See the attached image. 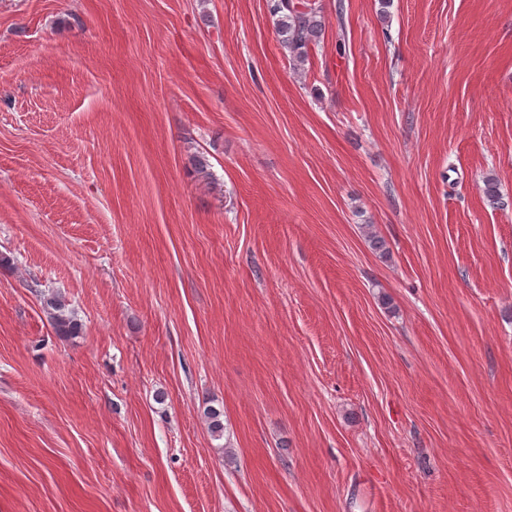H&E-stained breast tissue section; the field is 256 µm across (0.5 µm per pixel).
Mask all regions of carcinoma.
Segmentation results:
<instances>
[{
	"instance_id": "carcinoma-1",
	"label": "carcinoma",
	"mask_w": 512,
	"mask_h": 512,
	"mask_svg": "<svg viewBox=\"0 0 512 512\" xmlns=\"http://www.w3.org/2000/svg\"><path fill=\"white\" fill-rule=\"evenodd\" d=\"M270 11L276 16V31L281 47L295 66L308 61L311 46L317 44L324 25L321 8L315 0H270ZM55 333L64 338L82 334L83 324L68 308L65 299L53 294L43 299Z\"/></svg>"
}]
</instances>
